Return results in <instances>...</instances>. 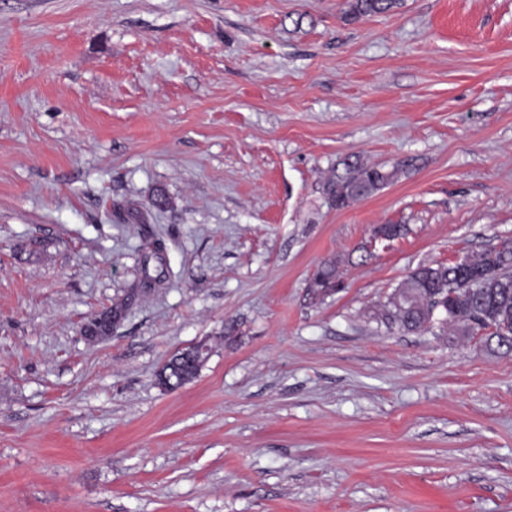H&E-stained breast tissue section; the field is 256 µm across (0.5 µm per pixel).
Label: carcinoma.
Wrapping results in <instances>:
<instances>
[{
  "instance_id": "1",
  "label": "carcinoma",
  "mask_w": 512,
  "mask_h": 512,
  "mask_svg": "<svg viewBox=\"0 0 512 512\" xmlns=\"http://www.w3.org/2000/svg\"><path fill=\"white\" fill-rule=\"evenodd\" d=\"M398 0H345L344 19L357 21L389 12ZM399 168L370 165L358 156L339 162L325 181L331 207L345 209L394 181ZM343 285L336 264L323 263L309 283L313 296H323ZM369 319L406 331H442L453 327L463 336L495 328L484 336L489 347L512 353V241L465 255L450 263L420 265L369 314ZM166 389L193 380L201 365L179 355L167 363Z\"/></svg>"
}]
</instances>
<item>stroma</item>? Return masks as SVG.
<instances>
[{"label": "stroma", "instance_id": "35a3bbf8", "mask_svg": "<svg viewBox=\"0 0 512 512\" xmlns=\"http://www.w3.org/2000/svg\"><path fill=\"white\" fill-rule=\"evenodd\" d=\"M343 9L0 0V512H512V355L365 317L512 240V0ZM399 0H347L344 19L357 21L368 16L383 14L393 9ZM399 171L370 165L358 156L347 157L325 181L328 203L337 210L348 208L394 181ZM336 283L340 289L344 288L343 281L340 279L336 264L333 262L323 263L314 274L309 283V288L313 296H323L329 292H336ZM179 354L174 355L166 363L168 382L166 385H162V388L174 389L186 384L198 375L203 365V363L190 364Z\"/></svg>", "mask_w": 512, "mask_h": 512}]
</instances>
